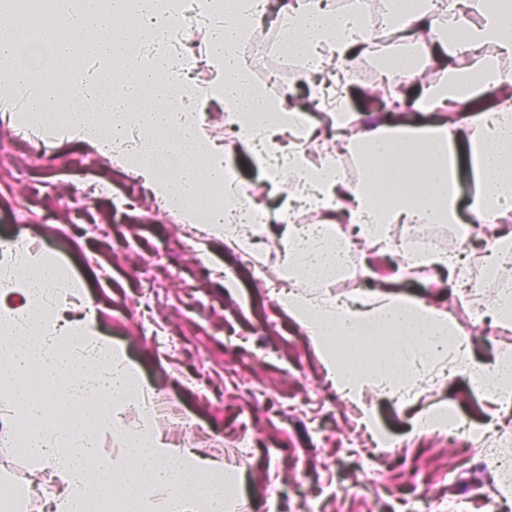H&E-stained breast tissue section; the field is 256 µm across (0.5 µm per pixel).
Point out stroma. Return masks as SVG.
<instances>
[{
    "label": "stroma",
    "mask_w": 512,
    "mask_h": 512,
    "mask_svg": "<svg viewBox=\"0 0 512 512\" xmlns=\"http://www.w3.org/2000/svg\"><path fill=\"white\" fill-rule=\"evenodd\" d=\"M0 235L52 253L78 283L63 305L92 301L97 327L124 349L167 402L156 426L173 446L223 463L240 478V512H396V497L432 494L440 512H491L503 476L492 454L512 438V414H494L462 376L422 382L418 408L445 401L467 430L411 435L408 411L369 391L392 437L375 448L356 412L327 381L319 354L271 296L279 236L260 260L165 214L118 162L85 144L24 133L0 122ZM228 160L253 190L269 226L281 196L266 188L247 152ZM447 309L489 361L512 352V332L489 334L455 304L431 271L395 285ZM0 488L41 486L48 512L60 488L14 454L1 424Z\"/></svg>",
    "instance_id": "1"
}]
</instances>
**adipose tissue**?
<instances>
[{
  "label": "adipose tissue",
  "instance_id": "adipose-tissue-1",
  "mask_svg": "<svg viewBox=\"0 0 512 512\" xmlns=\"http://www.w3.org/2000/svg\"><path fill=\"white\" fill-rule=\"evenodd\" d=\"M381 5L391 32L414 30L445 52L449 83L424 79L437 56L379 46L358 0L341 10L330 0H288L283 8L282 47L302 76L325 77L317 94L335 133L332 152L312 151L323 135L305 108L270 98L240 52L259 0H0L1 16H26L0 31V121L112 155L182 223L206 213L208 233L241 252L265 227L246 222L256 203L225 184L224 144L195 109L220 104L225 134L272 189L288 192L279 211L284 287L275 301L321 351L328 380L383 448L388 436L365 400L370 387L411 406L421 381L461 374L496 410H512V355L479 360L446 310L387 289H360L347 301L331 293L359 241L363 275L386 254L397 259V280L418 269L447 272L477 321L512 329V0ZM189 14L210 31L203 56L175 53L164 63L144 52ZM72 49L80 66L48 87L45 71ZM24 51L39 67L19 64ZM367 54L381 56L391 89L388 111L373 122L348 96L355 60ZM200 61L211 74L202 84L191 77ZM49 112L60 120L45 123ZM347 152L358 162L354 180L341 163ZM466 169L476 189L465 200ZM203 183L219 192V203L199 198ZM297 199L316 223H299ZM400 224H453L465 240L480 231L488 248L475 263L414 249L396 238ZM0 261L20 267L0 280L17 298L0 300V400L11 408L12 441L24 460L57 474L55 512H238L223 465L156 432L150 385L101 340L93 309L62 322L55 304L66 273L57 260L1 239ZM485 281L498 287L489 303L479 296ZM109 433L118 443L110 456L100 449Z\"/></svg>",
  "mask_w": 512,
  "mask_h": 512
}]
</instances>
